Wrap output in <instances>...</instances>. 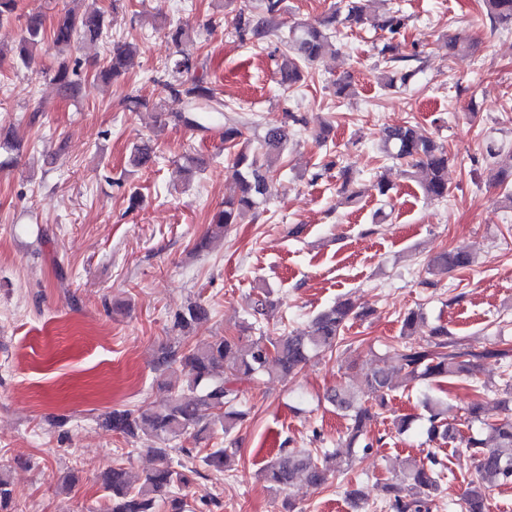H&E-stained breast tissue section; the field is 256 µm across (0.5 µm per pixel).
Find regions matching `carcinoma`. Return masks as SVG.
<instances>
[{
	"mask_svg": "<svg viewBox=\"0 0 512 512\" xmlns=\"http://www.w3.org/2000/svg\"><path fill=\"white\" fill-rule=\"evenodd\" d=\"M74 2L76 0L63 4L50 29L46 28L42 13L28 14L17 40L10 46L0 45V59L11 55L28 65L48 39L61 55L70 50L76 37L90 43L102 40L110 24L105 13L81 11ZM372 2L374 0H348L345 20L362 23L369 19L390 35L391 42L383 49L387 54L384 58L387 70L383 71L382 80L384 86L392 88L399 82L406 83L411 76L409 72H401L395 63L418 61L420 53L400 54V44L394 39L401 35L405 16L395 10L372 18L369 14ZM482 2L492 28L512 30V0ZM281 10L282 0H264L259 13L238 11L232 19L235 35L243 43L264 40L278 28L277 18ZM337 18V12L333 11L314 24L297 23L288 27V33L280 37L285 47L277 62L281 85L290 88L298 84L303 73L332 49ZM193 34L194 30L181 22L168 26L167 36L176 46L191 39ZM137 53L138 46L133 43L112 46L96 77L105 84L119 80ZM202 66L198 59L180 54L167 64L170 80L166 86L184 101L180 112H166L162 105L136 95L126 97L123 104L132 111H149L154 127L158 129L173 123L204 130L206 121L224 118V100L217 96L210 83L196 76ZM84 78L83 63L77 58L71 63L62 61L53 81L62 97L73 98L79 94ZM297 123L296 115L285 113L284 121L264 130L259 147L253 150L250 141L244 140L243 123L231 119L224 122V143L239 147L233 165L240 195L224 201V208L213 215L205 235L195 244L197 252L209 250L215 241L224 238L228 226L242 223L271 196L273 180L279 171L278 162L288 144L289 129ZM381 142L389 156L411 163V176H420L419 186L425 197L443 200L448 196V154L443 146L410 123L385 128L381 132ZM23 147V141L11 129L0 128V150L5 154L1 167L9 164ZM487 154L492 159L488 165L491 184L503 190L501 203L512 208V154L492 150ZM154 158L155 145L146 139L132 145L128 162L133 168L148 169ZM473 262V254L467 250L443 252L432 260L429 271L448 273L465 269ZM208 314V308L196 301L188 302L174 313L172 329L178 336L173 343L161 346L154 360L155 370L163 377L161 387L166 392L165 398L139 413L114 408L104 414L102 424L113 433L127 440L152 442L148 449L156 460L155 467L137 485L130 481L120 461L103 472L102 487L109 496L106 512H157L162 499L169 503L170 512H183V499L174 495V489L187 485L189 479L175 467L164 444L185 436L196 443L207 444L214 436L215 427H220L226 434L233 431L245 417L244 412L235 409L244 383L273 367L285 378L295 375L314 355L343 340L345 325L357 312L350 300L342 299L319 312L303 332L292 331L276 338L254 336L253 324L247 323L241 326L237 336L196 342L192 336L194 327ZM423 323L422 313L409 312L401 326L402 341L391 349L399 371L408 379L440 382L468 377L484 358H495L505 365L512 362V349L496 346L475 350L453 338L443 325L431 329V340L425 344L410 341L414 330ZM176 365L186 371V379L180 383L169 379ZM396 387L393 374L378 362L373 372L366 375L363 386H340L327 394V401L348 420L346 439L339 447L357 446L365 454L374 447L368 427L376 417L377 409L384 408L388 394ZM498 404L505 415L492 421L488 420L484 404L479 399L465 410L470 421L485 426L487 434L484 438L471 436L466 442L474 472L464 494L463 512H486L485 490L498 483H512L511 385L503 390ZM423 406L428 413V437L454 438V427L448 423V403L427 392ZM233 453L232 448H212L200 462L222 473ZM336 459L337 453L327 448L304 454L282 448L266 466L265 476L278 489L289 486L298 478L320 488L335 474ZM436 465L431 455L424 460L405 458L400 471L383 486L385 507L389 512H430L441 481ZM12 503V480L6 470L0 469V512H13Z\"/></svg>",
	"mask_w": 512,
	"mask_h": 512,
	"instance_id": "obj_1",
	"label": "carcinoma"
}]
</instances>
